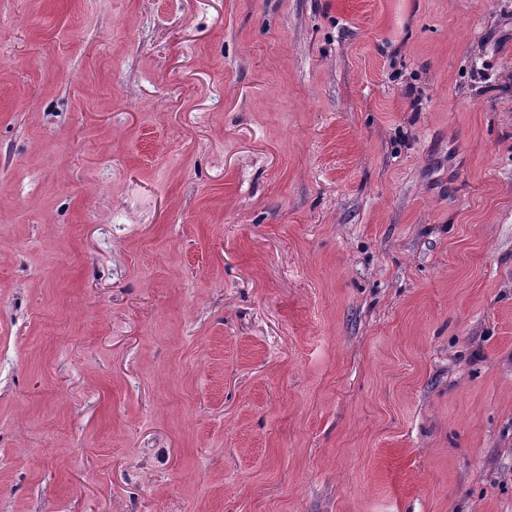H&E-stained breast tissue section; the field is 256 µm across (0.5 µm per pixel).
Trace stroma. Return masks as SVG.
<instances>
[{
	"mask_svg": "<svg viewBox=\"0 0 512 512\" xmlns=\"http://www.w3.org/2000/svg\"><path fill=\"white\" fill-rule=\"evenodd\" d=\"M0 512H512V0H0Z\"/></svg>",
	"mask_w": 512,
	"mask_h": 512,
	"instance_id": "35a3bbf8",
	"label": "stroma"
}]
</instances>
